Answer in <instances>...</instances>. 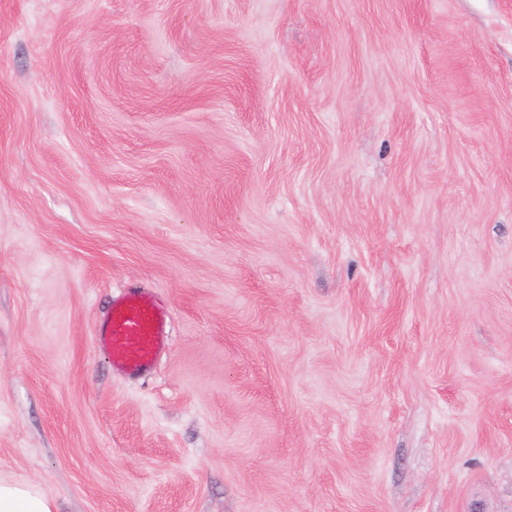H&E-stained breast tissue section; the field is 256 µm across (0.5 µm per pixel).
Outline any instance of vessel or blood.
<instances>
[{
	"instance_id": "obj_1",
	"label": "vessel or blood",
	"mask_w": 512,
	"mask_h": 512,
	"mask_svg": "<svg viewBox=\"0 0 512 512\" xmlns=\"http://www.w3.org/2000/svg\"><path fill=\"white\" fill-rule=\"evenodd\" d=\"M169 320L166 310L144 291L113 299L109 317L98 327L95 339L109 352L112 366L129 376H142L153 368L166 349Z\"/></svg>"
}]
</instances>
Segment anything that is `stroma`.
<instances>
[{
    "label": "stroma",
    "instance_id": "stroma-1",
    "mask_svg": "<svg viewBox=\"0 0 512 512\" xmlns=\"http://www.w3.org/2000/svg\"><path fill=\"white\" fill-rule=\"evenodd\" d=\"M0 479L512 512V0H0ZM168 327L166 310L147 292H129L113 299L111 313L98 327L95 339L109 352L114 369L142 376L167 348Z\"/></svg>",
    "mask_w": 512,
    "mask_h": 512
}]
</instances>
